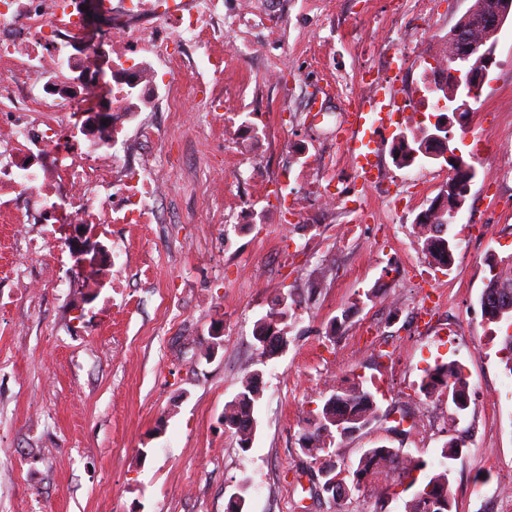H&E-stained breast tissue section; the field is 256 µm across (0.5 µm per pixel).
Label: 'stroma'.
<instances>
[{"mask_svg":"<svg viewBox=\"0 0 512 512\" xmlns=\"http://www.w3.org/2000/svg\"><path fill=\"white\" fill-rule=\"evenodd\" d=\"M474 0H280L274 12L237 20L228 0L222 43L240 45L203 96L184 64V107L164 147L177 188L162 224H112L106 242L123 244L112 271L123 293L23 284L56 262L33 253L36 224L0 222V512H225L245 485L243 512H404L414 491L397 476L368 478L348 497L321 492L318 466L303 451V430L322 393L363 380L383 415L368 432L327 449V460L356 466L365 449L386 445L427 462L426 482L454 435L466 445L450 460L455 512H504L495 489L512 480V374L505 368L506 323L480 315L491 257L512 255V181L491 185L486 152L512 162V17L497 35L496 62L454 143L476 168L456 223L469 225L455 261L440 276L435 321H415L423 241L412 224H391L386 203L338 207L300 234L264 215L224 227L211 247L215 209L256 197L243 154L224 137L244 127L266 149L271 171L292 165L294 149L335 137L359 91L360 74L396 49L389 32L448 36ZM279 70L277 81L268 73ZM332 84L327 120L312 125L302 102ZM223 121L193 123L208 109ZM234 171L232 193L210 163ZM340 224H365L369 238L339 240ZM290 294L298 306L288 347L265 359L257 320ZM346 316L340 331L336 317ZM220 331L213 346L211 331ZM462 365L470 404L421 389L438 362ZM260 373L262 396L249 450L224 428V405L244 378Z\"/></svg>","mask_w":512,"mask_h":512,"instance_id":"1","label":"stroma"}]
</instances>
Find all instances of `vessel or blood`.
Segmentation results:
<instances>
[{
  "mask_svg": "<svg viewBox=\"0 0 512 512\" xmlns=\"http://www.w3.org/2000/svg\"><path fill=\"white\" fill-rule=\"evenodd\" d=\"M406 96L405 90L390 82L385 86L382 104L357 103L350 108L342 141L359 181L370 182L383 151L386 133L393 130L397 121L408 120V113L397 110L400 99Z\"/></svg>",
  "mask_w": 512,
  "mask_h": 512,
  "instance_id": "vessel-or-blood-1",
  "label": "vessel or blood"
}]
</instances>
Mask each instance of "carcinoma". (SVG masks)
<instances>
[{"label":"carcinoma","instance_id":"cac0c4a2","mask_svg":"<svg viewBox=\"0 0 512 512\" xmlns=\"http://www.w3.org/2000/svg\"><path fill=\"white\" fill-rule=\"evenodd\" d=\"M469 44L478 46L482 43L496 41V30L476 21L469 30ZM429 128H423L419 133H410L403 138L406 155L410 160H416L422 155L423 149L428 147L430 137ZM474 165L466 162L464 169L448 178L442 187L445 200L453 204H462L466 200L470 183L473 179L471 171ZM452 225L449 208H442L434 214L433 224L425 228L424 250L428 257L438 264L449 267L454 263L455 253L459 247L456 238L450 232ZM491 277L481 297L482 313L485 320L490 323L498 322L506 301H512V260H493L490 265ZM284 309H271L269 315L257 321L255 331L266 336L276 331L279 336H286L285 325L292 319V306ZM423 391L427 393H448L455 408L464 412L469 407V381L462 366L455 363H441L425 370ZM260 400V389L254 376L249 375L242 381V391L231 401L224 405V426L238 438L242 449L248 447L251 435V421L255 407ZM379 408L374 394L363 383L357 382L345 388L341 387L324 399L321 408L313 414V421L304 429L303 439L307 443L306 451L314 458L324 451L326 445L334 442L328 427L333 418H353L360 421L364 427H369L378 418ZM464 440L453 437L446 442L442 449L440 468L436 469L428 481L416 492L414 497L405 503V512H452L453 493L450 486V469L445 461L455 458ZM403 456L397 448L386 445L367 449L360 457L356 468L349 470L353 476L380 475L387 470L393 471L399 478L410 477L412 468L402 463Z\"/></svg>","mask_w":512,"mask_h":512}]
</instances>
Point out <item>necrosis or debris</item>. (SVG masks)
<instances>
[{"instance_id":"necrosis-or-debris-1","label":"necrosis or debris","mask_w":512,"mask_h":512,"mask_svg":"<svg viewBox=\"0 0 512 512\" xmlns=\"http://www.w3.org/2000/svg\"><path fill=\"white\" fill-rule=\"evenodd\" d=\"M169 0H99L112 25L88 41L82 0H0V217L40 224L30 250L65 254L74 279L88 283L112 255L103 224H156L173 189L134 140H159L157 93L177 113L179 55L170 44L208 50L223 31L224 0H195L173 12ZM332 150L302 152L297 169L251 176L269 186L264 209L290 215L288 185L321 207L343 205Z\"/></svg>"}]
</instances>
